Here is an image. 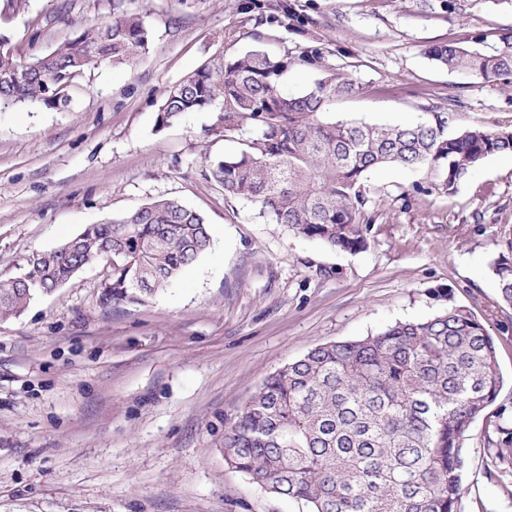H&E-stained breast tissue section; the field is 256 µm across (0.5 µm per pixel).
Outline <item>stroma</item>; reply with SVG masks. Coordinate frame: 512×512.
<instances>
[{
	"instance_id": "35a3bbf8",
	"label": "stroma",
	"mask_w": 512,
	"mask_h": 512,
	"mask_svg": "<svg viewBox=\"0 0 512 512\" xmlns=\"http://www.w3.org/2000/svg\"><path fill=\"white\" fill-rule=\"evenodd\" d=\"M0 0V33L29 60L125 14L146 54L87 71L58 107H0V280L33 251L87 225L175 197L200 212L212 247L141 305L101 303L110 268H83L17 318L0 320V512H306L224 461V429L265 379L316 345L358 339L451 305L495 340L500 421L512 429V306L492 265L512 236V154H492L450 194L428 170L385 166L364 185L367 247L350 253L225 201L206 155H229L221 102L158 127L170 87L255 48L322 53L363 87L327 121L449 134L512 130V75L448 71L431 45L472 47L512 31V0ZM486 428L464 447L465 512H512V473L488 476Z\"/></svg>"
}]
</instances>
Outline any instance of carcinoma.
I'll return each mask as SVG.
<instances>
[{"label": "carcinoma", "instance_id": "obj_1", "mask_svg": "<svg viewBox=\"0 0 512 512\" xmlns=\"http://www.w3.org/2000/svg\"><path fill=\"white\" fill-rule=\"evenodd\" d=\"M267 8L273 21L294 17L288 0ZM149 44L133 14L85 28L32 61L18 59L0 34V104L56 106L86 70L127 65ZM428 53L450 70L487 81L512 74L511 32L487 49L438 44ZM292 64L252 50L225 62L218 75L199 70L168 90L158 125L222 99L225 132L256 129L236 153L208 158L224 198L256 204L260 216L301 237L345 252L364 249L371 218L363 178L375 168H427L434 188L449 194L487 156L512 152V131L480 127L450 136L440 116L395 127L324 121L330 101L363 87L336 78L330 67L313 89L288 95L282 79ZM211 245L198 211L174 198L151 201L37 252L34 280L0 282V319L22 315L37 297L109 255L102 304H143ZM493 271L511 306L512 238ZM502 383L492 336L468 308L452 306L425 320L318 345L269 376L225 429L224 461L307 512H461L463 442ZM487 443L506 460L512 430L493 425Z\"/></svg>", "mask_w": 512, "mask_h": 512}]
</instances>
